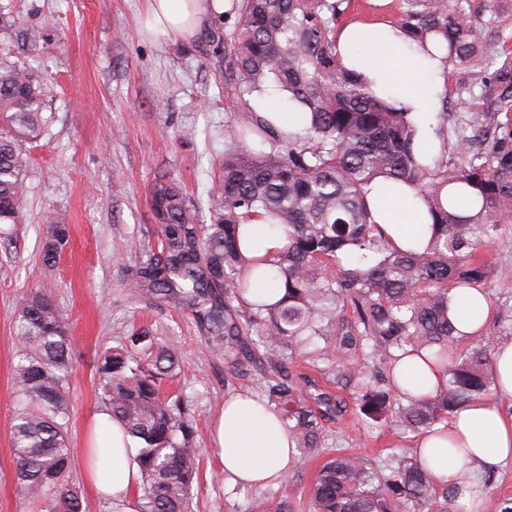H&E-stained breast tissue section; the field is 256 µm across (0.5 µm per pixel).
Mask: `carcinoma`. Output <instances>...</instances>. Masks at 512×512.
Listing matches in <instances>:
<instances>
[{
  "label": "carcinoma",
  "mask_w": 512,
  "mask_h": 512,
  "mask_svg": "<svg viewBox=\"0 0 512 512\" xmlns=\"http://www.w3.org/2000/svg\"><path fill=\"white\" fill-rule=\"evenodd\" d=\"M352 0H232L234 27L212 53L224 59V160L214 178L211 223H199L180 183L151 189L161 252L147 258L129 287L142 297L191 312L206 348L224 355L231 377H261L258 402L275 406L295 446L309 456L325 447L323 423L357 412L391 423L410 442L445 430L468 402L494 396L499 376L491 351L448 317V292L485 290L512 276L490 248L512 228V0H403L390 25L411 48L440 58L460 104L437 119L455 140L422 157L416 130L392 97L346 68L336 26ZM0 224L25 204V145L44 131L40 71L33 53L41 31L19 24L0 2ZM274 84L300 125L284 126L252 105ZM379 178L408 185L432 219L424 251L391 247L372 220L368 195ZM467 194L457 210L458 191ZM283 230L271 256H246L239 227L256 217ZM69 229H43L42 265L56 264ZM274 269L280 297L246 295ZM18 401L12 425L16 487L42 512H89L70 475L67 423L72 357L67 322L52 290L22 298L14 325ZM316 345L338 392L294 370L299 344ZM427 350L447 381L430 395L400 388L396 366ZM179 352L148 330L104 349L96 360L99 398L112 419L139 440L140 512H192L199 471L196 429L187 402L164 391ZM490 485V474L462 470L442 483L417 448H400L383 465L354 453L319 469L306 512H457L463 489ZM252 512H296L286 498L255 501Z\"/></svg>",
  "instance_id": "carcinoma-1"
}]
</instances>
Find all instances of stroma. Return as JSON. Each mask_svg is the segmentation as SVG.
Wrapping results in <instances>:
<instances>
[{
  "mask_svg": "<svg viewBox=\"0 0 512 512\" xmlns=\"http://www.w3.org/2000/svg\"><path fill=\"white\" fill-rule=\"evenodd\" d=\"M146 6L147 0H14L23 23L44 35L32 58L44 79L47 110L42 136L25 151V205L0 236V512H41L16 490L11 444L13 326L20 297L40 285L52 288L69 324L71 477L90 512H106L83 474L86 425L101 407L94 358L141 328L180 352L168 389L189 401L196 422L195 512H250L252 500L263 496L303 499L320 466L299 456L284 479L262 487L225 477L209 445L211 420L226 394L254 392L256 381L232 379L223 357L206 352L189 311L130 294L129 273L159 249L149 204L157 179H176L190 204L211 205L228 115L224 62L208 42L237 21L233 14L216 15L204 32L171 42L147 29ZM48 215L70 231L49 269L39 258ZM490 300L495 315L479 341L494 349L512 342V280L494 284ZM326 433L328 454L358 453L375 465L406 444L399 429L374 428L355 415L327 425Z\"/></svg>",
  "mask_w": 512,
  "mask_h": 512,
  "instance_id": "stroma-1",
  "label": "stroma"
}]
</instances>
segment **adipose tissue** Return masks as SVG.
Returning a JSON list of instances; mask_svg holds the SVG:
<instances>
[{"mask_svg": "<svg viewBox=\"0 0 512 512\" xmlns=\"http://www.w3.org/2000/svg\"><path fill=\"white\" fill-rule=\"evenodd\" d=\"M215 9V0H148L149 29L182 42L200 32ZM338 44L346 66L356 67L374 82L376 91L403 105L418 130L419 145L437 148L438 96L447 84L444 64L405 49L403 37L387 25L348 26ZM369 198L375 222L397 249H425L431 219L410 187L379 182ZM449 298L448 314L462 333L482 331L493 316L480 289L454 288ZM494 364L500 377L497 398L472 401L454 415L444 433L426 434L418 442L439 481L455 482L465 467L496 469L512 462V343L496 349ZM397 375L416 394L430 392L445 380L434 363L415 354L400 362ZM211 443L225 475L240 484L281 480L297 460L278 411L246 393L225 397ZM89 445L99 460L88 464L86 476L108 512H140L135 492L140 483L137 441L102 410L93 417Z\"/></svg>", "mask_w": 512, "mask_h": 512, "instance_id": "adipose-tissue-1", "label": "adipose tissue"}]
</instances>
